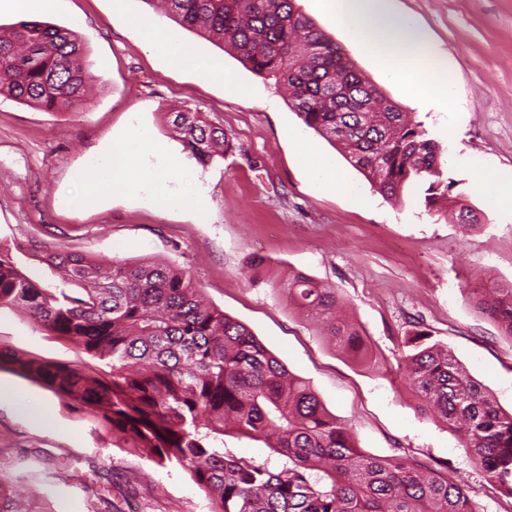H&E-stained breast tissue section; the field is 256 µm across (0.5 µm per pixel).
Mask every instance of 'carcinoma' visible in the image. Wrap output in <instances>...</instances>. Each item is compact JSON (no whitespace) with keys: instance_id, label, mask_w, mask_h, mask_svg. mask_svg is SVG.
<instances>
[{"instance_id":"obj_1","label":"carcinoma","mask_w":512,"mask_h":512,"mask_svg":"<svg viewBox=\"0 0 512 512\" xmlns=\"http://www.w3.org/2000/svg\"><path fill=\"white\" fill-rule=\"evenodd\" d=\"M185 29L224 43L253 73L274 78L301 122L362 173L384 198L425 186L426 208L450 199L440 149L424 123L389 100L297 6V0H163ZM89 78L71 29L41 20L0 33V95L49 112L85 101ZM173 131L199 164L232 137L197 112H175ZM40 261L63 286L26 276L0 248V310L20 309L44 331L78 344L85 369L0 349L9 364L112 428L127 452L190 471L211 512H478L448 462L431 468L411 455L373 457L346 420L331 414L243 323L205 303L184 271L162 263L103 268L57 251ZM288 299L320 318L344 351L373 368L360 329L336 321L337 289L296 272ZM512 336V288L476 297ZM399 365L425 414L457 434L491 488L512 499V412L502 410L452 352L414 324ZM236 433L264 442L277 458L258 462L224 448Z\"/></svg>"}]
</instances>
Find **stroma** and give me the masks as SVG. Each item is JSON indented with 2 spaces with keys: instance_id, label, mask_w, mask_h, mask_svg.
Wrapping results in <instances>:
<instances>
[{
  "instance_id": "35a3bbf8",
  "label": "stroma",
  "mask_w": 512,
  "mask_h": 512,
  "mask_svg": "<svg viewBox=\"0 0 512 512\" xmlns=\"http://www.w3.org/2000/svg\"><path fill=\"white\" fill-rule=\"evenodd\" d=\"M298 7L402 111L423 121L441 150L445 177L479 224H456L427 211L417 188L385 199L325 139L304 127L275 79L247 70L234 55L186 30L157 0H54L36 17L75 30L91 78L87 101L59 113L0 96V245L23 271L57 283L41 261L53 250L76 252L103 266L158 262L189 273L208 302L245 324L324 406L348 420L360 449L387 457L449 462L465 479L479 512H512L491 490L442 420L422 415L397 368L399 345L421 322L479 381L512 410V337L477 309L474 294L512 286V210L491 191L475 190L468 161L512 180V0H394L427 35L456 81L445 112L419 111L405 86L383 75L338 29L320 0ZM154 19L192 53L203 55L246 87L243 101L223 84L204 82L143 45L137 22ZM190 110L233 136V147L192 170L205 194V217L144 192L104 195L73 210L83 191L75 172L92 153L110 149L131 128L175 154L169 113ZM309 142L349 184L327 188L310 178L299 143ZM261 257L258 268L249 265ZM301 271L338 289L340 319L355 323L376 368L344 353L323 323L288 300V278ZM0 347L90 362L75 344L47 336L24 313L0 312ZM0 383L17 399L0 402V512L16 491L27 512H210L190 473L119 448L112 431L9 369Z\"/></svg>"
}]
</instances>
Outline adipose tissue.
<instances>
[{
	"instance_id": "ef3b65f1",
	"label": "adipose tissue",
	"mask_w": 512,
	"mask_h": 512,
	"mask_svg": "<svg viewBox=\"0 0 512 512\" xmlns=\"http://www.w3.org/2000/svg\"><path fill=\"white\" fill-rule=\"evenodd\" d=\"M325 11L338 28L372 59L390 78L405 81L408 93L419 107L444 108L448 105L453 84L450 66L430 64L431 54L424 34L408 18L399 14L392 0H321ZM146 48L166 57L178 67H189L204 80L223 78L222 69L207 58L185 49L174 32L166 31L147 19L139 20ZM161 159L155 170L144 167L145 155ZM180 173L183 189L170 198L176 207L201 209L196 179L190 168L176 155L168 153L145 131H137L113 145L104 156L88 157L75 177L84 186L82 196L72 198V208L81 209L100 195L127 194L150 188L154 196L165 195V182L170 173Z\"/></svg>"
}]
</instances>
